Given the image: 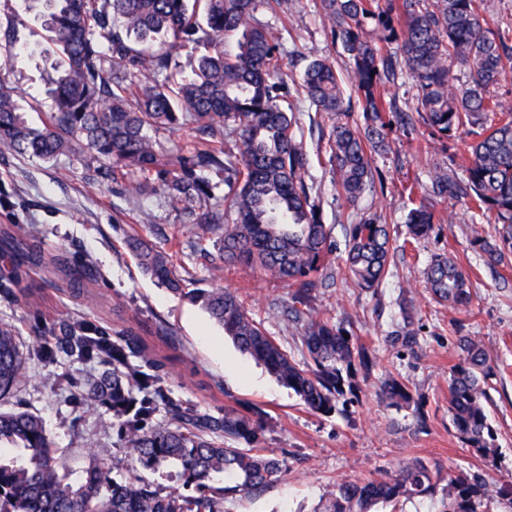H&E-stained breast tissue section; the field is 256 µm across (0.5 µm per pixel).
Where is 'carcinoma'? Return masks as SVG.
I'll use <instances>...</instances> for the list:
<instances>
[{"label":"carcinoma","mask_w":512,"mask_h":512,"mask_svg":"<svg viewBox=\"0 0 512 512\" xmlns=\"http://www.w3.org/2000/svg\"><path fill=\"white\" fill-rule=\"evenodd\" d=\"M42 3L49 32L48 54L56 71L52 107L43 128L27 123L14 90L0 82V152L52 159L80 149L112 162V182L142 193L146 188L193 218L214 239L218 268H257L290 288L288 320L301 325L298 363L235 292L193 287L194 275L174 254L153 246L136 231L123 243L141 269L167 290L201 306L237 349L263 364L310 411L330 416L357 378L368 379L377 353L357 336L353 323L326 315L316 305L317 289L334 278L337 250L332 227L323 222L318 197L305 179L309 157L298 140L299 114L291 99L301 94L331 122L326 146L333 179L353 204L375 188L372 152L387 147V130L404 136L412 118L386 100V85L404 75L416 91L415 111L432 140L443 143L467 127L484 132L467 160L451 161L431 177V200L407 214L414 241L434 230L432 200L475 203L483 224H499L498 235L472 229V244L490 266L512 252V104L490 88L512 77V44L494 32L480 0H320L330 34L342 43L362 120L351 122L342 80L333 63L308 59L298 88L284 80L279 36L262 22L259 6L280 0H22L24 9ZM381 28L380 48L367 39L365 22ZM203 45L184 76L172 67V49ZM463 75L460 83L453 71ZM239 132L236 147L227 126ZM193 124L198 140L188 149L166 147L150 129ZM224 183V201L214 190ZM0 245L17 267L44 256L21 238ZM344 268L359 288L377 293L391 258L389 225L376 211L344 226ZM426 290L452 310L471 304V280L452 253L436 256L425 271ZM33 353H59L94 361L103 371L72 386L70 402L105 408L122 448L137 467L173 469L175 485L146 484L137 472L116 481L109 450L91 449L79 471L61 470L43 420L26 410L0 411V512H224L237 496L260 494L288 472L287 459L258 447L262 412L251 405L203 414L172 396L167 358L132 326L105 327L79 318L48 323L30 310ZM393 346L418 343L414 313L389 335ZM460 359L448 381V411L460 439L490 458L495 439L485 384L491 358L473 336L458 337ZM26 373L17 326L0 323V401L14 394ZM380 400L414 407L409 385L388 376ZM166 419L156 420L158 412ZM223 474L227 484L209 485ZM508 498L479 477L446 478L438 468L414 460L380 478L339 479L323 494L321 512H380L401 500L430 498L437 512H487Z\"/></svg>","instance_id":"obj_1"}]
</instances>
